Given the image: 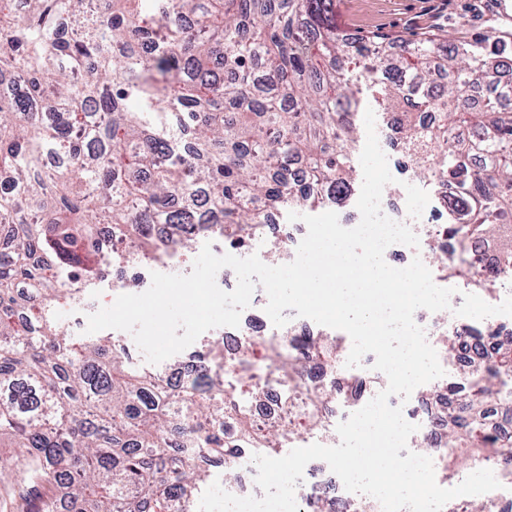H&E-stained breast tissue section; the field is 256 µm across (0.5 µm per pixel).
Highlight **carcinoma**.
I'll return each mask as SVG.
<instances>
[{
  "label": "carcinoma",
  "mask_w": 512,
  "mask_h": 512,
  "mask_svg": "<svg viewBox=\"0 0 512 512\" xmlns=\"http://www.w3.org/2000/svg\"><path fill=\"white\" fill-rule=\"evenodd\" d=\"M331 0H0V444L23 450L28 512H174L203 481L206 454L272 456L290 431L254 429L250 400L275 376L294 406L305 362L336 363V344L268 339L266 365L244 359L166 387L127 369L105 340L76 345L53 304L90 287L135 236L160 260L189 252L194 230L252 240L265 213L344 201L356 142L348 119L358 80L396 114L416 176L432 175L456 248L442 272L485 293L512 273V110L474 92L500 85L512 39L425 37L393 50L386 36L336 34ZM436 112L430 126L421 113ZM168 224L171 236H153ZM489 244L498 270L472 251ZM448 389V475L461 453L505 464L512 438L480 428L486 403L512 411V341L483 371ZM334 393L299 409L324 425Z\"/></svg>",
  "instance_id": "obj_1"
}]
</instances>
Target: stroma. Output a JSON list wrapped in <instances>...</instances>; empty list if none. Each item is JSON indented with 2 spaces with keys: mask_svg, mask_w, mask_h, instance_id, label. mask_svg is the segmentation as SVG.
<instances>
[{
  "mask_svg": "<svg viewBox=\"0 0 512 512\" xmlns=\"http://www.w3.org/2000/svg\"><path fill=\"white\" fill-rule=\"evenodd\" d=\"M503 0H332L328 19L341 35L386 34L413 40L424 33L470 40L493 31L512 34V8ZM112 281L100 278L79 297L60 302L54 310L59 325L74 342L86 340L87 317L112 295Z\"/></svg>",
  "mask_w": 512,
  "mask_h": 512,
  "instance_id": "stroma-1",
  "label": "stroma"
}]
</instances>
